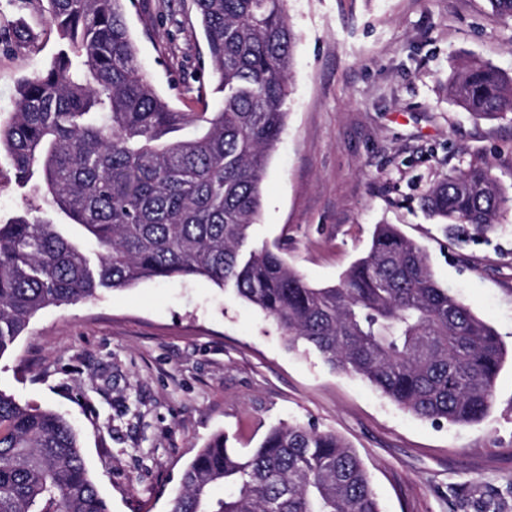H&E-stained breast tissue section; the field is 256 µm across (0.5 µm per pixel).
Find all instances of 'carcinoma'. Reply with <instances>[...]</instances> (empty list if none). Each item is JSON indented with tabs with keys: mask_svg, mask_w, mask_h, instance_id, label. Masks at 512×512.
I'll return each instance as SVG.
<instances>
[{
	"mask_svg": "<svg viewBox=\"0 0 512 512\" xmlns=\"http://www.w3.org/2000/svg\"><path fill=\"white\" fill-rule=\"evenodd\" d=\"M46 2L62 44L0 117V154L24 198L0 224V356L47 306L204 277L261 311L289 348L314 349L416 416H488L507 357L500 334L397 227L377 225L367 254L331 286L308 283L278 246L245 250L288 114L287 0H193L223 94L199 112L174 108L141 69L124 0ZM4 41L30 39L0 23ZM450 93L476 118L512 116V77L490 64L465 66ZM420 203L446 232L483 236L512 194L489 164L471 163ZM227 442L218 433L197 453L170 512H380L361 460L332 432L280 424L248 451ZM0 512H108L66 418L2 390Z\"/></svg>",
	"mask_w": 512,
	"mask_h": 512,
	"instance_id": "carcinoma-1",
	"label": "carcinoma"
}]
</instances>
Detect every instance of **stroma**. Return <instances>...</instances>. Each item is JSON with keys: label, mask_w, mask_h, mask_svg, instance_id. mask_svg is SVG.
<instances>
[{"label": "stroma", "mask_w": 512, "mask_h": 512, "mask_svg": "<svg viewBox=\"0 0 512 512\" xmlns=\"http://www.w3.org/2000/svg\"><path fill=\"white\" fill-rule=\"evenodd\" d=\"M126 22L159 94L198 111L186 81L220 95L192 0H127ZM296 35L288 120L270 151L250 246L279 244L312 285L336 283L376 225L422 246L435 278L512 348V212L479 238L447 237L420 198L453 170L486 161L512 187V122L476 119L448 96L474 58L512 77V19L488 0H288ZM27 26L0 46V113L22 78L59 48L33 7L0 0ZM0 389L64 413L110 512H169L183 470L217 433L255 447L298 422L341 437L363 460L381 512H512V364L480 423L436 425L400 409L314 350H289L231 288L146 280L42 310L0 356Z\"/></svg>", "instance_id": "1"}]
</instances>
